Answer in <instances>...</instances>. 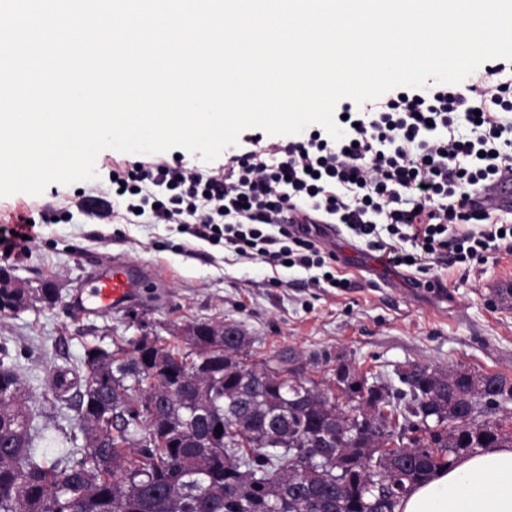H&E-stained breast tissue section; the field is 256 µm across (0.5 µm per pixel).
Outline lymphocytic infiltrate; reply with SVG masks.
<instances>
[{
    "instance_id": "f902f5d3",
    "label": "lymphocytic infiltrate",
    "mask_w": 512,
    "mask_h": 512,
    "mask_svg": "<svg viewBox=\"0 0 512 512\" xmlns=\"http://www.w3.org/2000/svg\"><path fill=\"white\" fill-rule=\"evenodd\" d=\"M337 112L341 140L318 129L285 144L257 133L207 173L164 160L116 164L114 193L150 223L199 224L212 245L307 270L314 288L334 257L310 230L315 219L421 273L446 262L467 274L512 251V222L467 206L512 167V60L483 65L463 86L398 87Z\"/></svg>"
}]
</instances>
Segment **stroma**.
<instances>
[{
    "label": "stroma",
    "mask_w": 512,
    "mask_h": 512,
    "mask_svg": "<svg viewBox=\"0 0 512 512\" xmlns=\"http://www.w3.org/2000/svg\"><path fill=\"white\" fill-rule=\"evenodd\" d=\"M116 162L128 165L132 158L106 149L96 158L97 180L53 183L38 196L0 197L1 229L23 217L36 223L33 240L0 255V266L25 284L52 278L61 285L55 305L36 302L0 317V351L27 388L47 455L66 447L75 415L53 398L59 370L79 381L85 350L95 345L120 357L146 339L189 354L191 346L179 335L198 322L237 326L246 338L242 362L294 370L322 391L332 387L341 364L393 394L405 391L400 373L413 363L512 378V301L498 298L499 289L512 288V252L495 254L482 273L469 277L435 266L444 285L439 295L413 285L415 268L388 265L346 231L333 250L335 271L351 280V288H311L303 269L239 257L198 237L194 228L129 224L118 216L119 203L111 216L79 207L81 195L107 188ZM116 256L152 266L158 283L123 308L75 315L72 296L94 267Z\"/></svg>",
    "instance_id": "stroma-1"
}]
</instances>
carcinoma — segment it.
Returning a JSON list of instances; mask_svg holds the SVG:
<instances>
[{
	"label": "carcinoma",
	"mask_w": 512,
	"mask_h": 512,
	"mask_svg": "<svg viewBox=\"0 0 512 512\" xmlns=\"http://www.w3.org/2000/svg\"><path fill=\"white\" fill-rule=\"evenodd\" d=\"M207 363L211 404L201 414L197 376L187 375L181 398L170 402L136 356L87 349L75 394L61 379L54 391L75 410L83 445L48 458L14 400L21 379L0 359V512H395L413 487L457 457L512 444L490 418L512 400V379L503 374L486 375L493 399L474 418L468 371L411 366L402 375L404 407L363 379L344 391L376 402L377 418L338 443L331 438L336 397L288 375L250 379L257 368L244 363L235 374L216 358ZM227 423L238 426L235 435L202 433ZM420 430L427 436H416Z\"/></svg>",
	"instance_id": "obj_1"
}]
</instances>
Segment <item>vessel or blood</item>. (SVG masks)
<instances>
[{"instance_id": "obj_1", "label": "vessel or blood", "mask_w": 512, "mask_h": 512, "mask_svg": "<svg viewBox=\"0 0 512 512\" xmlns=\"http://www.w3.org/2000/svg\"><path fill=\"white\" fill-rule=\"evenodd\" d=\"M476 208L512 214V168L502 170L493 182L474 197ZM150 266L117 258L92 272L87 283L71 299L78 314H92L117 309L135 300L140 288L154 281Z\"/></svg>"}]
</instances>
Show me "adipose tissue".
<instances>
[{"label": "adipose tissue", "mask_w": 512, "mask_h": 512, "mask_svg": "<svg viewBox=\"0 0 512 512\" xmlns=\"http://www.w3.org/2000/svg\"><path fill=\"white\" fill-rule=\"evenodd\" d=\"M396 512H512V447L457 459L416 486Z\"/></svg>", "instance_id": "obj_1"}]
</instances>
